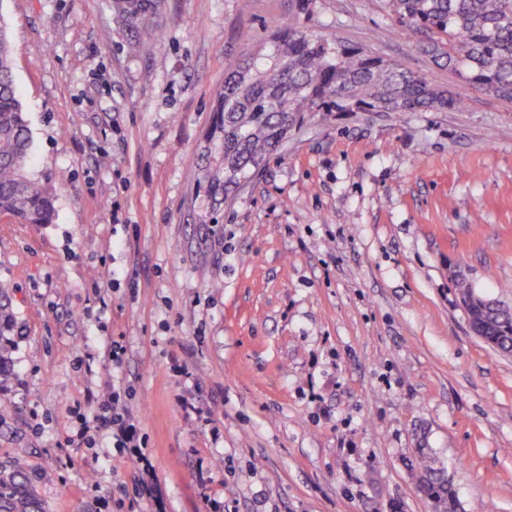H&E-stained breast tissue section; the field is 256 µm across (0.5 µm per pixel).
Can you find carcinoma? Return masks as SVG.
I'll list each match as a JSON object with an SVG mask.
<instances>
[{"mask_svg":"<svg viewBox=\"0 0 512 512\" xmlns=\"http://www.w3.org/2000/svg\"><path fill=\"white\" fill-rule=\"evenodd\" d=\"M400 32L416 48L470 84L512 100V0H381ZM153 0H121L118 12L140 26L152 24ZM315 0H294L288 24L278 26L263 53L228 64L221 97L224 175L209 176L211 188L235 197L241 181L273 155L316 112L443 111L462 104L418 72L387 62L347 43H332L310 29ZM30 129L15 85L7 32L0 28V214L20 224H50L53 195L30 178ZM485 339L512 354V311L488 309L481 318ZM11 298L0 287V388L11 380ZM412 470L419 492L458 512L459 502L443 468L426 457ZM34 475L20 464L0 462V512H48Z\"/></svg>","mask_w":512,"mask_h":512,"instance_id":"1","label":"carcinoma"}]
</instances>
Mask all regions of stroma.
Returning a JSON list of instances; mask_svg holds the SVG:
<instances>
[{
  "instance_id": "35a3bbf8",
  "label": "stroma",
  "mask_w": 512,
  "mask_h": 512,
  "mask_svg": "<svg viewBox=\"0 0 512 512\" xmlns=\"http://www.w3.org/2000/svg\"><path fill=\"white\" fill-rule=\"evenodd\" d=\"M0 0L55 220L0 215L16 327L0 461L49 512H512V356L468 325L454 276L512 308V101L399 35L379 0H316L312 27L423 74L460 109L319 112L232 203L224 66L291 0ZM123 347L122 363L108 357ZM147 446H67L108 383ZM121 2V3H120ZM118 3V12L127 21L140 26L151 25L156 13L158 4L149 0H121ZM416 487L419 492L441 504L444 512H458L459 502L452 484L443 468L426 457H420L413 465Z\"/></svg>"
}]
</instances>
